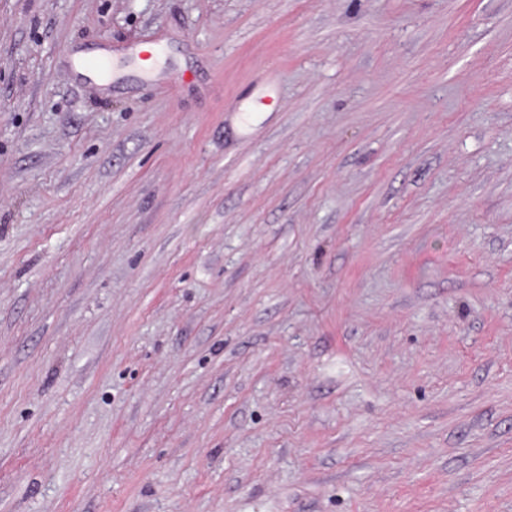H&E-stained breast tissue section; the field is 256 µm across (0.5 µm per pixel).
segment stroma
<instances>
[{"label": "stroma", "mask_w": 512, "mask_h": 512, "mask_svg": "<svg viewBox=\"0 0 512 512\" xmlns=\"http://www.w3.org/2000/svg\"><path fill=\"white\" fill-rule=\"evenodd\" d=\"M0 512H512V0H0ZM109 69V61L106 56L86 57L79 62V72L89 78L88 87L91 88L96 94L106 90V85L96 82L93 77L88 74L99 73L104 74Z\"/></svg>", "instance_id": "obj_1"}]
</instances>
